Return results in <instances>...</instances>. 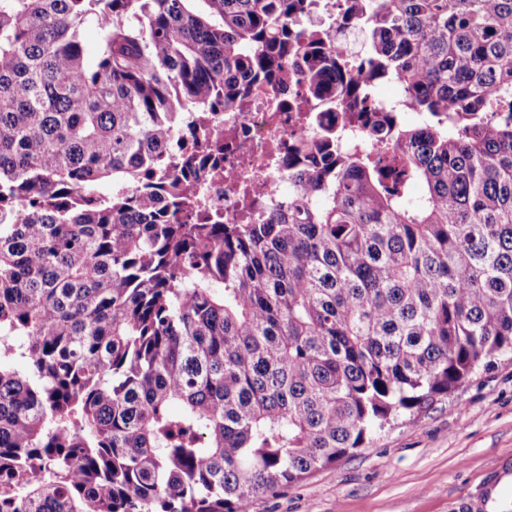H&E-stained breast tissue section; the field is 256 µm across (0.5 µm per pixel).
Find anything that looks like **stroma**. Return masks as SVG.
<instances>
[{"instance_id": "1", "label": "stroma", "mask_w": 512, "mask_h": 512, "mask_svg": "<svg viewBox=\"0 0 512 512\" xmlns=\"http://www.w3.org/2000/svg\"><path fill=\"white\" fill-rule=\"evenodd\" d=\"M512 461V359L480 364L447 398L374 431L364 448L264 496L252 512H486Z\"/></svg>"}]
</instances>
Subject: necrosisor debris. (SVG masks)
Returning a JSON list of instances; mask_svg holds the SVG:
<instances>
[{
	"mask_svg": "<svg viewBox=\"0 0 512 512\" xmlns=\"http://www.w3.org/2000/svg\"><path fill=\"white\" fill-rule=\"evenodd\" d=\"M303 85L256 86L248 103L223 118L222 170L199 184L210 208L222 211L228 224L245 223L247 216L263 217L288 197V177L283 162L298 140L314 135V122L288 110L291 100L304 101Z\"/></svg>",
	"mask_w": 512,
	"mask_h": 512,
	"instance_id": "1",
	"label": "necrosis or debris"
}]
</instances>
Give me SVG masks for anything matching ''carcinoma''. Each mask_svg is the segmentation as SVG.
<instances>
[{
	"mask_svg": "<svg viewBox=\"0 0 512 512\" xmlns=\"http://www.w3.org/2000/svg\"><path fill=\"white\" fill-rule=\"evenodd\" d=\"M317 8L0 0V512H252L512 356V0H353L350 63ZM293 80L335 111L226 224L219 114ZM381 135V132H376L371 127L347 129L341 133L340 144L344 149L353 151L363 144L375 143V139Z\"/></svg>",
	"mask_w": 512,
	"mask_h": 512,
	"instance_id": "obj_1",
	"label": "carcinoma"
}]
</instances>
